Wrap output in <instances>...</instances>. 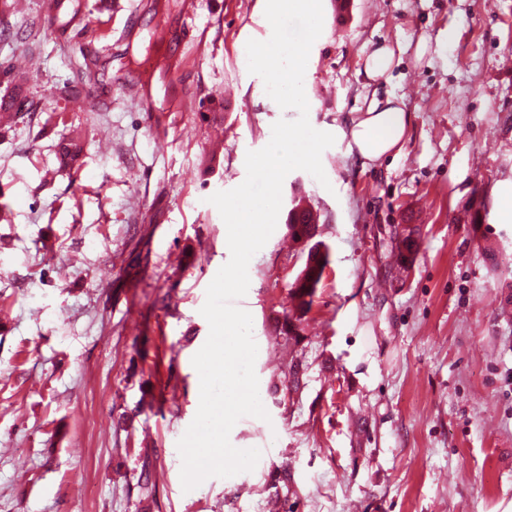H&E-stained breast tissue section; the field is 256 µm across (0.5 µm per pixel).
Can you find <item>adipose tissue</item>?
<instances>
[{
	"instance_id": "obj_1",
	"label": "adipose tissue",
	"mask_w": 512,
	"mask_h": 512,
	"mask_svg": "<svg viewBox=\"0 0 512 512\" xmlns=\"http://www.w3.org/2000/svg\"><path fill=\"white\" fill-rule=\"evenodd\" d=\"M410 125V113L396 100H375L367 112L337 126L336 136L346 141L349 152L374 163L401 148Z\"/></svg>"
}]
</instances>
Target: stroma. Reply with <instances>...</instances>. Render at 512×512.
Here are the masks:
<instances>
[{"instance_id":"35a3bbf8","label":"stroma","mask_w":512,"mask_h":512,"mask_svg":"<svg viewBox=\"0 0 512 512\" xmlns=\"http://www.w3.org/2000/svg\"><path fill=\"white\" fill-rule=\"evenodd\" d=\"M120 2L52 17L47 0H7L0 97L20 75L39 110L0 122V512H512V0H322L311 125L389 95L411 126L368 166L335 142L328 185L286 176L329 263L291 337L307 254L281 219L252 257L237 304L269 417L230 441L262 454L188 492L177 442L199 405L200 309L229 259L209 198L298 112L247 69V41L271 36L265 0H197L187 43L183 0ZM158 21L172 41L153 40ZM381 47L393 64L372 80ZM84 61L94 96L61 94ZM70 138L86 144L72 168L57 156Z\"/></svg>"}]
</instances>
